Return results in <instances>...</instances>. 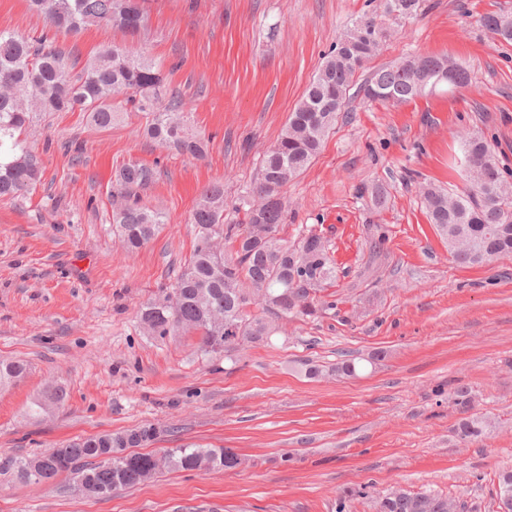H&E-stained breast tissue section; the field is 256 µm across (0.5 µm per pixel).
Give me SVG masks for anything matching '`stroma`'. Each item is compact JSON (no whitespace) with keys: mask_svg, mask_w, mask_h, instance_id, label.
Returning <instances> with one entry per match:
<instances>
[{"mask_svg":"<svg viewBox=\"0 0 512 512\" xmlns=\"http://www.w3.org/2000/svg\"><path fill=\"white\" fill-rule=\"evenodd\" d=\"M145 8L138 35L89 25L64 42L81 61L113 42L160 63L206 153L145 138L141 114L120 98L108 130L81 112L44 113L29 128L41 180L22 199L0 198V361L29 366L0 387V460L151 424V452L195 443L232 449L244 463L161 470L107 496L78 492L70 474L24 484L0 472V512H336L341 501L345 512H376L395 488L446 496L457 512H498L497 475L512 468V256L457 265L420 191L465 188V134L483 138L512 180V43L482 24L512 13V0H419L412 16L384 19L372 66L444 56L470 83L400 104L351 94L315 160L283 189L278 232L292 242L312 228L327 240L331 307L281 321L231 360L201 356L191 333L148 336L139 309L191 254L189 217L202 192L223 182L224 216L235 218L310 80L357 19L384 18V0ZM46 30L27 0H0V31ZM131 161L160 170L142 202L166 222L130 256L111 220L115 174ZM378 185L383 208L372 198ZM346 354L356 376L331 375ZM308 363L322 376L308 377ZM459 385L487 428L469 443L453 433L459 413L448 393ZM52 386L65 402L29 415Z\"/></svg>","mask_w":512,"mask_h":512,"instance_id":"35a3bbf8","label":"stroma"}]
</instances>
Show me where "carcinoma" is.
Listing matches in <instances>:
<instances>
[{
    "instance_id": "carcinoma-1",
    "label": "carcinoma",
    "mask_w": 512,
    "mask_h": 512,
    "mask_svg": "<svg viewBox=\"0 0 512 512\" xmlns=\"http://www.w3.org/2000/svg\"><path fill=\"white\" fill-rule=\"evenodd\" d=\"M57 33L76 34L92 24L117 27L135 35L144 27V0H28ZM419 0H386V13L411 15ZM487 31L512 42V13L482 18ZM387 30L375 18L348 29L288 116L277 142L261 159L252 204L240 224L224 223V183L202 193L191 215L197 242L170 291L149 298L140 320L152 336L200 335L204 356L234 353L265 342L276 333L277 319L313 316L331 303L320 293L334 277L329 249L322 237L305 229L290 245L277 236L286 218L281 189L318 155L325 138L345 109L357 73L378 50ZM72 52L45 36L25 37L0 31V198L15 199L40 180L41 161L22 138L42 112H84L99 129H109L120 113L112 100L124 96L145 118L142 135L182 153L201 157L204 137L190 132L178 103L161 105V65L126 48L106 44L74 73ZM455 71L450 88L469 83L460 64L437 56H414L371 72L359 87L372 101L403 103L433 93L443 84L439 73ZM463 166L468 186L457 192L427 185L421 195L430 223L448 243L453 260L464 266L483 265L512 256V182L499 169L490 146L478 136L463 141ZM158 178V171L131 162L119 169L116 182L121 202L112 207V224L122 246L134 251L149 242L166 222L164 214L139 204L135 197ZM253 306L257 312L250 313ZM25 364L0 362V385L13 382ZM449 396L462 417L454 428L462 442L486 433L471 414L474 400L464 386ZM157 428L80 438L50 454L0 463L21 482H41L63 473L75 475L77 490L102 495L137 485L162 468L207 471L234 469L240 458L226 448L191 444L168 448L160 456L134 453L152 444ZM501 508L512 512V469L498 475ZM379 512H455L453 501L428 492L393 489L379 502Z\"/></svg>"
}]
</instances>
